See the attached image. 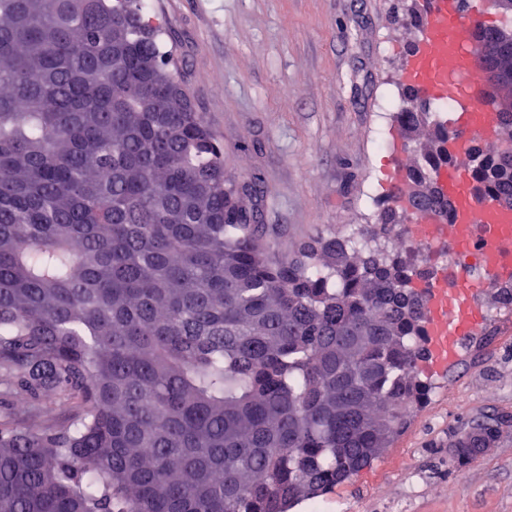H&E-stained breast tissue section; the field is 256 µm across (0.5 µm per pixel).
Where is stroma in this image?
Segmentation results:
<instances>
[{"mask_svg":"<svg viewBox=\"0 0 512 512\" xmlns=\"http://www.w3.org/2000/svg\"><path fill=\"white\" fill-rule=\"evenodd\" d=\"M419 2L151 0L195 111L224 143L227 178L261 179L275 254L376 223L366 192L394 200L403 182L394 150L405 139L382 104L401 94L416 37L404 18ZM380 132L388 148L375 147ZM476 302L488 316L461 364L420 372L425 402L379 461L326 495L331 512H512V430L466 466L452 459L468 424L512 417V310L488 288Z\"/></svg>","mask_w":512,"mask_h":512,"instance_id":"1","label":"stroma"}]
</instances>
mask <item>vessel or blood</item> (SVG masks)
<instances>
[{
	"instance_id": "b4317fda",
	"label": "vessel or blood",
	"mask_w": 512,
	"mask_h": 512,
	"mask_svg": "<svg viewBox=\"0 0 512 512\" xmlns=\"http://www.w3.org/2000/svg\"><path fill=\"white\" fill-rule=\"evenodd\" d=\"M482 27L469 15L468 0H429L418 41L401 72L404 85L434 101L453 103L459 110L451 152L464 155L472 140L489 135L500 123L489 109L482 82L472 80L476 66L466 47L469 36ZM440 183L448 196L452 219L430 224L434 237H447L464 251L476 254L487 278L461 272L458 287L437 283L427 294L425 365L441 373L461 361V341L475 334L482 313L475 302L490 280H512V205L481 199L468 171H441Z\"/></svg>"
}]
</instances>
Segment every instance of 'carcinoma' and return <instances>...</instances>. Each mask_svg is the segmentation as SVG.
<instances>
[{
    "label": "carcinoma",
    "instance_id": "cac0c4a2",
    "mask_svg": "<svg viewBox=\"0 0 512 512\" xmlns=\"http://www.w3.org/2000/svg\"><path fill=\"white\" fill-rule=\"evenodd\" d=\"M142 0H0V512H289L383 457L428 386L399 223L446 216L448 126L403 89L401 211L288 257L224 179ZM506 145L470 155L512 201ZM505 420L455 442L460 465Z\"/></svg>",
    "mask_w": 512,
    "mask_h": 512
}]
</instances>
